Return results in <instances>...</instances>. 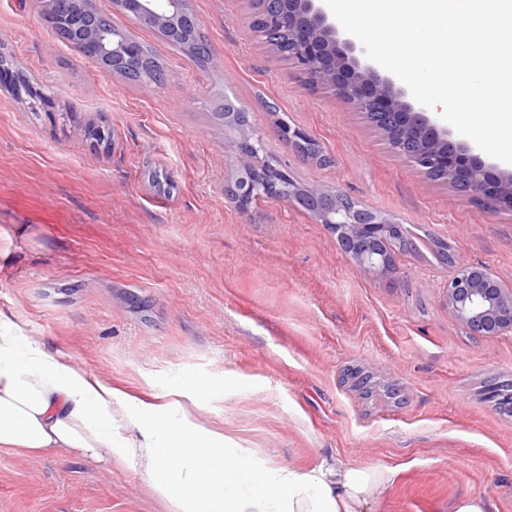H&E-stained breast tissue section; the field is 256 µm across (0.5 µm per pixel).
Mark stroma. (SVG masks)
<instances>
[{
	"mask_svg": "<svg viewBox=\"0 0 512 512\" xmlns=\"http://www.w3.org/2000/svg\"><path fill=\"white\" fill-rule=\"evenodd\" d=\"M93 5L154 48L162 83L80 57L34 0H0V312L138 394L208 382L202 420L261 454L396 469L372 512H452L466 495L512 512V416L485 397L512 382V334L469 335L447 301L455 261L512 289V208L429 177L306 84L254 31L253 0H189L218 69L112 0ZM219 90L265 140L254 166L400 225L410 247L392 273H360L296 201L236 206L237 137L210 119ZM283 123L323 160L283 142ZM0 512L162 508L133 471L0 451Z\"/></svg>",
	"mask_w": 512,
	"mask_h": 512,
	"instance_id": "35a3bbf8",
	"label": "stroma"
}]
</instances>
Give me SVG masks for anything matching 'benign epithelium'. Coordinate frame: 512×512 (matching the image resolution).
<instances>
[{
  "mask_svg": "<svg viewBox=\"0 0 512 512\" xmlns=\"http://www.w3.org/2000/svg\"><path fill=\"white\" fill-rule=\"evenodd\" d=\"M258 28L270 44L276 37L288 35L284 50L306 82L331 90L338 98L355 104L384 130L395 148L428 172L442 174L458 191L492 204L512 206V173L494 174L464 141L448 140V132L423 107L405 100V90L392 80L379 76L354 56V42L338 36L335 25L319 0H258ZM53 11L58 29L80 34L75 40L85 56H112L123 59L135 52L136 39L115 28L110 20L91 5V0H40ZM113 4L131 13L159 32L171 33L176 19L198 26L188 0H113ZM264 148L262 137L238 142V175L229 189L231 198L241 207L260 197L287 198L283 185L289 183L282 170L257 168L252 159ZM317 221L335 229L350 224L349 238L341 240L345 253L357 269L384 273L393 265V252L380 243L403 237L399 225L377 218L359 223L344 207L346 196L322 189L306 191ZM448 308L473 336H498L512 333V289L503 287L485 266L464 264L454 267L448 279Z\"/></svg>",
  "mask_w": 512,
  "mask_h": 512,
  "instance_id": "7a95c632",
  "label": "benign epithelium"
}]
</instances>
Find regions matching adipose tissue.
<instances>
[{
    "label": "adipose tissue",
    "mask_w": 512,
    "mask_h": 512,
    "mask_svg": "<svg viewBox=\"0 0 512 512\" xmlns=\"http://www.w3.org/2000/svg\"><path fill=\"white\" fill-rule=\"evenodd\" d=\"M188 378L151 402L0 314V450L62 452L133 471L164 512H367L394 469L322 456L307 470L257 454L205 424Z\"/></svg>",
    "instance_id": "obj_1"
}]
</instances>
